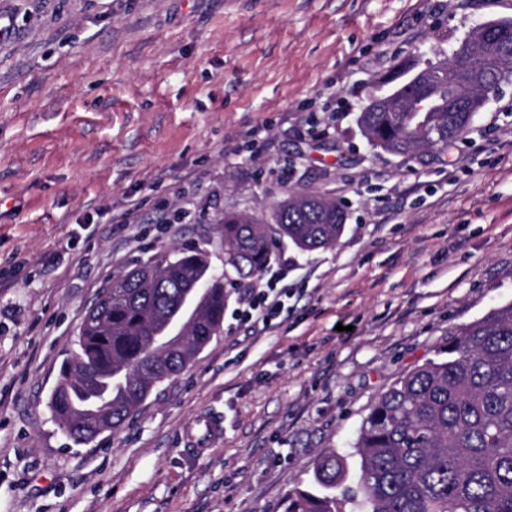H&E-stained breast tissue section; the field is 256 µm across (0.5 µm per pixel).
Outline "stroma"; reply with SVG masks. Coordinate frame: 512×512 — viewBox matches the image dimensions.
<instances>
[{
    "label": "stroma",
    "mask_w": 512,
    "mask_h": 512,
    "mask_svg": "<svg viewBox=\"0 0 512 512\" xmlns=\"http://www.w3.org/2000/svg\"><path fill=\"white\" fill-rule=\"evenodd\" d=\"M0 512H283L371 405L512 302V77L463 140L405 158L358 116L404 61L450 58L512 0H0ZM347 212L281 240V323L232 318L119 434L47 407L100 289L291 194ZM352 324L345 336L337 324ZM206 416L224 434L185 443Z\"/></svg>",
    "instance_id": "stroma-1"
}]
</instances>
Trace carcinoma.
Here are the masks:
<instances>
[{"mask_svg": "<svg viewBox=\"0 0 512 512\" xmlns=\"http://www.w3.org/2000/svg\"><path fill=\"white\" fill-rule=\"evenodd\" d=\"M485 75L504 66L502 41L512 20L490 22ZM417 63L389 91L397 108L369 106L359 123L369 144L410 158L425 146L461 140L473 117L448 111V98H470L448 85V63H430L415 85ZM429 110L414 111L418 102ZM344 208L323 198H287L270 219L224 216V267L240 283L267 267L284 237L301 251L336 243ZM112 293L87 313L50 397L58 426L76 444L96 439L95 424L119 432L155 387L179 375L221 329L225 273L209 252L174 249L118 275ZM204 286L182 336L167 335L194 284ZM447 358L426 362L383 392L364 418L352 451L330 448L310 483L288 494L284 512H512V302L452 332Z\"/></svg>", "mask_w": 512, "mask_h": 512, "instance_id": "carcinoma-1", "label": "carcinoma"}]
</instances>
